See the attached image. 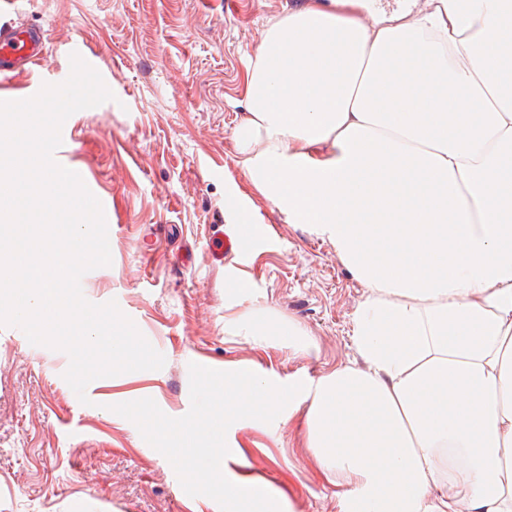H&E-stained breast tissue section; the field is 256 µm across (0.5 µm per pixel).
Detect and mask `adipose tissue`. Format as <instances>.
I'll return each mask as SVG.
<instances>
[{
  "mask_svg": "<svg viewBox=\"0 0 512 512\" xmlns=\"http://www.w3.org/2000/svg\"><path fill=\"white\" fill-rule=\"evenodd\" d=\"M233 131L245 205L329 243L364 286L359 360L274 385L224 370V417L304 410L319 463L344 474L350 512H512V0H299L249 54ZM232 335L304 331L264 308ZM180 423V459L224 490V512H282L240 484V451Z\"/></svg>",
  "mask_w": 512,
  "mask_h": 512,
  "instance_id": "ef3b65f1",
  "label": "adipose tissue"
}]
</instances>
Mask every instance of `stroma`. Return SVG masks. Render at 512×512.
<instances>
[{"label": "stroma", "instance_id": "obj_1", "mask_svg": "<svg viewBox=\"0 0 512 512\" xmlns=\"http://www.w3.org/2000/svg\"><path fill=\"white\" fill-rule=\"evenodd\" d=\"M297 0H22L18 20L44 28L43 60L9 78L0 101L64 82L66 46L84 42L114 98L73 113V164L106 202L112 263L81 279L95 304L116 301L165 358L158 370L92 381L81 403L65 352L0 326V512H224L206 471L186 475L152 429L217 416L216 380L251 364L278 384L358 359L349 332L362 286L332 248L256 201L266 243L239 240L224 213L246 188L232 131L245 57L265 19ZM249 288L226 307L224 284ZM269 307L310 334L309 352L230 335L224 321ZM253 476L288 512H347L345 484L307 446L300 418L231 423Z\"/></svg>", "mask_w": 512, "mask_h": 512}]
</instances>
